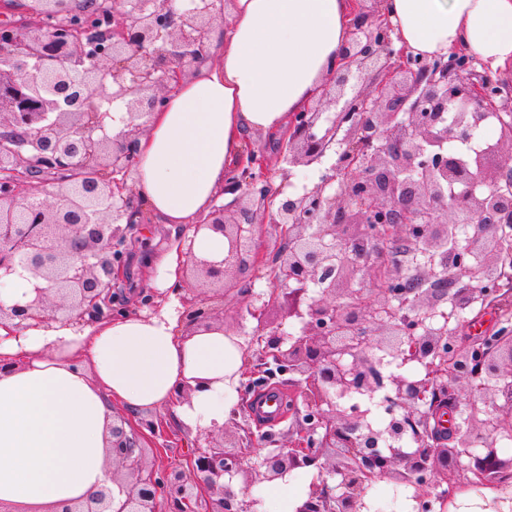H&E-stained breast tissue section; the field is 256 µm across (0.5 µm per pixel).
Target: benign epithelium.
<instances>
[{
  "label": "benign epithelium",
  "instance_id": "obj_1",
  "mask_svg": "<svg viewBox=\"0 0 512 512\" xmlns=\"http://www.w3.org/2000/svg\"><path fill=\"white\" fill-rule=\"evenodd\" d=\"M216 2L109 0L92 6L95 23L85 27L0 26V271L19 266L46 283L25 305H0V318L48 325L77 324L105 307L119 314L110 288L127 262L121 223L138 146L130 127H148L171 82L203 57L223 15ZM364 2L355 0L330 88L295 114L283 154L292 166L308 165L336 146L334 174L285 196L271 190L266 156L246 150L224 188L231 207H214L196 225L223 235L227 254L210 262L187 251L185 272L197 288L180 296L188 330L231 332L224 296L260 265V225H274L283 245L270 271L274 288L250 309L257 349L248 384L272 361L301 386L307 413L294 412L288 442L266 449L257 465L245 427L232 418L193 449L186 471L147 465L139 433H157V423L114 420L112 483L124 499L104 489L63 512H162L165 502L178 512L191 502L203 512H257L254 486L309 466L317 476L295 512H372L366 497L377 477L413 489L416 512L469 489L475 476L493 503H512V459L492 447L494 437L512 436V339L485 356L476 383L475 337L450 336L438 319L440 304L486 299L485 284L504 274L498 238L478 232L448 252L443 242L464 216L512 225V162L500 160L501 142L479 138L494 118L512 141L504 119L512 117V87L485 65L476 70L464 52L429 60L395 48L388 18ZM36 14L64 18L66 0H38ZM118 100L129 122L114 135L107 118ZM48 185L53 205L33 192ZM384 237L390 287H352L380 266ZM277 309L275 322L269 313ZM289 318L300 335L283 330ZM387 358L426 373L385 377ZM380 389L388 414L381 427L371 409L343 405L354 396L371 403ZM475 446L484 452H469Z\"/></svg>",
  "mask_w": 512,
  "mask_h": 512
}]
</instances>
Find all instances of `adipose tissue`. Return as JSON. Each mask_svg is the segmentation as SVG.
<instances>
[{
	"label": "adipose tissue",
	"instance_id": "obj_1",
	"mask_svg": "<svg viewBox=\"0 0 512 512\" xmlns=\"http://www.w3.org/2000/svg\"><path fill=\"white\" fill-rule=\"evenodd\" d=\"M350 0H231L215 64L173 83L136 159V192L164 224L194 226L224 191L252 132H287L315 98L348 36ZM397 43L414 55L461 49L512 73V0H385ZM209 230L144 257L157 311L66 326L0 320V504L60 512L111 487L115 408L173 407L190 432L219 428L243 380L245 337L187 331L176 292L187 253L222 261Z\"/></svg>",
	"mask_w": 512,
	"mask_h": 512
}]
</instances>
